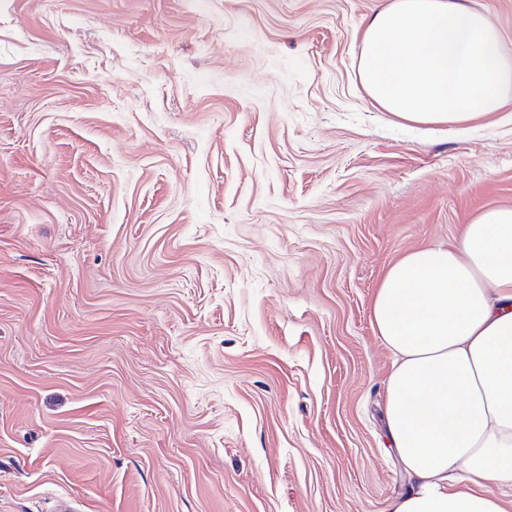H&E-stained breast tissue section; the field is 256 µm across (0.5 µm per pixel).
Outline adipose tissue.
I'll list each match as a JSON object with an SVG mask.
<instances>
[{
  "label": "adipose tissue",
  "mask_w": 512,
  "mask_h": 512,
  "mask_svg": "<svg viewBox=\"0 0 512 512\" xmlns=\"http://www.w3.org/2000/svg\"><path fill=\"white\" fill-rule=\"evenodd\" d=\"M359 72L386 111L464 128L512 94V50L460 0H391L362 35ZM393 357L384 418L408 477L387 512H505L512 487V207L483 211L459 243L405 253L372 304Z\"/></svg>",
  "instance_id": "1"
}]
</instances>
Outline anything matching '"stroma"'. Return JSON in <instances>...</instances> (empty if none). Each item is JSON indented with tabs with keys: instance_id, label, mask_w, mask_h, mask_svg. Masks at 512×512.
Returning <instances> with one entry per match:
<instances>
[{
	"instance_id": "1",
	"label": "stroma",
	"mask_w": 512,
	"mask_h": 512,
	"mask_svg": "<svg viewBox=\"0 0 512 512\" xmlns=\"http://www.w3.org/2000/svg\"><path fill=\"white\" fill-rule=\"evenodd\" d=\"M388 0H0V512H385L386 269L512 207V96L362 87Z\"/></svg>"
}]
</instances>
